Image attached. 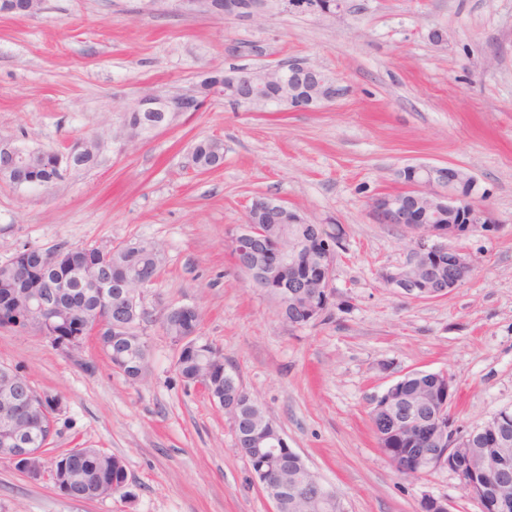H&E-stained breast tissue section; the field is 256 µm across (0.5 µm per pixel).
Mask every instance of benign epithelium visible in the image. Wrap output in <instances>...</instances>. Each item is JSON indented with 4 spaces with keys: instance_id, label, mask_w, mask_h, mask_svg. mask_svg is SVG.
<instances>
[{
    "instance_id": "1",
    "label": "benign epithelium",
    "mask_w": 512,
    "mask_h": 512,
    "mask_svg": "<svg viewBox=\"0 0 512 512\" xmlns=\"http://www.w3.org/2000/svg\"><path fill=\"white\" fill-rule=\"evenodd\" d=\"M345 0H224L223 14L227 17H242L256 23H263L275 14L291 9L308 11L319 16H333L344 10ZM261 75L274 74L288 86L291 93L279 102V106L291 111L313 112L335 102L345 94L339 82L325 70L317 67L300 66L295 72H285L280 66L258 70ZM209 86V96L223 97L230 94L239 106L253 110L262 86L249 81L244 83L224 75L222 71H208L203 75ZM137 104L144 112H166L185 114L199 112L204 100L196 93L187 91L172 95L157 92L141 96ZM20 146L11 141H0V180L19 175ZM402 190L393 193H379L368 202V213L375 224H390L407 229L412 234V248L406 262L394 271L383 274L387 287L413 299H437L460 287L476 269L474 260L465 253L439 243L441 239L458 237L462 234L490 232L494 229L488 208L481 204L486 191L479 186L476 177L469 172L450 166L406 164L396 171ZM466 213L468 223L460 226L456 221L458 213ZM306 224L308 220L290 218V208L280 200L260 196L253 198L247 209L245 224L231 238L234 260L238 268L251 277H275L288 284V291L277 296L278 316L293 327L318 321L328 309L330 284L336 260V243L320 234L319 282L313 288L298 282L295 274V260L309 257L300 244L285 255L275 249L268 253L265 265L256 271L248 266L247 254L262 240V234L253 224ZM98 261L81 267L80 287L99 290L100 308L105 316H96L87 321L84 330L77 336L63 338L57 342L58 349L72 357L80 365L86 360L79 357L83 345L91 340L104 352L101 336L106 330L120 331L123 323L107 322L106 315L112 313V293L104 289V275L100 262L112 256V249H96ZM436 253L448 255V276L440 273L442 265L431 256ZM151 282L138 280V287L122 292L126 305L135 309L142 292ZM49 318L63 322L69 313L54 303L53 293L41 291L28 301L25 316L18 318L15 328H37L38 322ZM419 376L417 371H407L392 383L372 402L374 413H386L394 419L387 432L389 436H410V453H395L388 456L394 471L405 478L417 479L426 471L442 465L456 471L454 459L465 453V449L480 445L486 452L473 459L472 471L475 478L488 481L474 496L481 503L483 512H512V498L497 491L493 484L504 482L503 459L512 446L508 438L506 421L512 417L503 414L491 419L477 431H456L448 422V407L454 398L453 384L448 375L437 373L434 390L424 398L406 395L407 382ZM30 383L20 373L9 370L4 375V394L0 397V459L11 465L22 464L20 473L32 481L54 480V471L47 467L31 469L28 460L44 456V449L34 448L35 437L43 436V428L19 423V417L29 400ZM253 447L256 457L279 452L288 447L281 431L253 433ZM83 449L70 448L63 455L66 460L67 485L59 493L73 501L78 496L69 494L70 485L79 480L77 464ZM255 479L269 499L277 503L286 493L278 477V469L266 467Z\"/></svg>"
}]
</instances>
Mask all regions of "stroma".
I'll use <instances>...</instances> for the list:
<instances>
[{
  "mask_svg": "<svg viewBox=\"0 0 512 512\" xmlns=\"http://www.w3.org/2000/svg\"><path fill=\"white\" fill-rule=\"evenodd\" d=\"M294 60L346 95L316 112H248L213 97L142 141L109 143L55 187L0 181V264L29 248H165L141 298L150 364L139 384L93 344L84 369L36 330L0 328V366L62 404L52 452L98 448L127 472L124 496L74 502L0 461V512H276L223 411L175 370L161 321L185 304L346 512H418L427 497L481 512L447 468L399 476L369 412L409 370L448 373L456 428L512 409V0H346L334 16L285 12L261 25L176 0H45L33 16L0 13V138L63 151L117 127L145 91ZM208 138L223 142L224 165L201 174L191 152ZM406 164L471 173L495 223L448 239L476 270L434 300L384 284L410 238L367 212L372 196L399 190ZM258 195L344 233L331 304L314 325L282 322L275 297L235 265L230 240Z\"/></svg>",
  "mask_w": 512,
  "mask_h": 512,
  "instance_id": "stroma-1",
  "label": "stroma"
}]
</instances>
